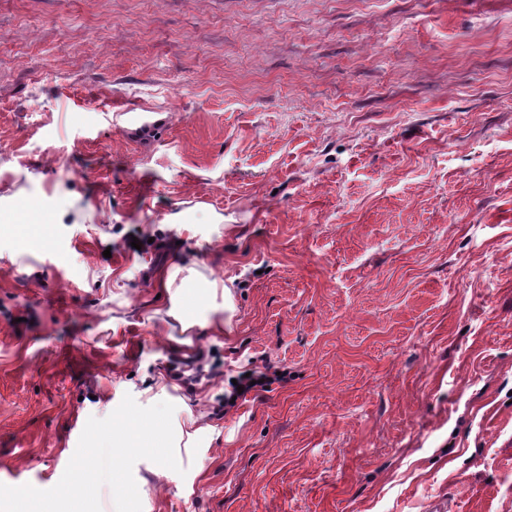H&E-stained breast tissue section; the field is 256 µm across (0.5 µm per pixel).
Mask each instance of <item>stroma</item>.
<instances>
[{
  "label": "stroma",
  "instance_id": "35a3bbf8",
  "mask_svg": "<svg viewBox=\"0 0 512 512\" xmlns=\"http://www.w3.org/2000/svg\"><path fill=\"white\" fill-rule=\"evenodd\" d=\"M127 394L142 512H512V0H0V481ZM270 370V367H264L263 370L251 369L243 372L237 379V385L233 384L232 389L226 395L224 394V411L227 407H235L238 400H245L249 393L264 389L273 377L279 376L276 375L278 370L272 373ZM247 373H250L249 377H245ZM252 381H255L254 385H251ZM238 386L244 387V391L237 390ZM238 391H241V394H238ZM232 398H235V401H232Z\"/></svg>",
  "mask_w": 512,
  "mask_h": 512
}]
</instances>
